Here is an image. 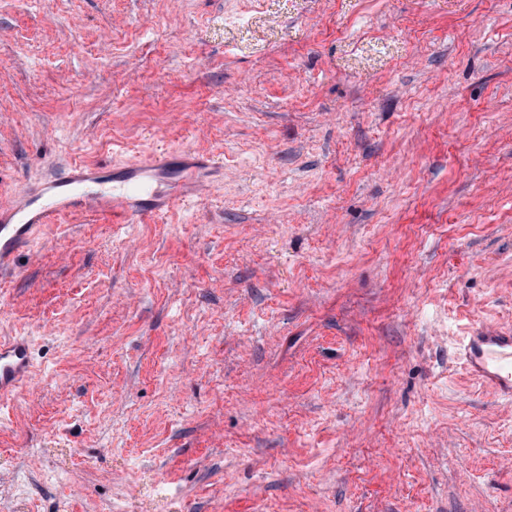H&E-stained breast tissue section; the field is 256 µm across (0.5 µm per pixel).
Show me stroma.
<instances>
[{
  "label": "stroma",
  "instance_id": "obj_1",
  "mask_svg": "<svg viewBox=\"0 0 512 512\" xmlns=\"http://www.w3.org/2000/svg\"><path fill=\"white\" fill-rule=\"evenodd\" d=\"M182 148L0 276V512H512V0H0V204ZM459 355L470 375L512 398V333L482 328L465 336ZM32 374V360L24 340L0 341V398L11 396Z\"/></svg>",
  "mask_w": 512,
  "mask_h": 512
}]
</instances>
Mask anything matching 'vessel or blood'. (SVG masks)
<instances>
[{"label": "vessel or blood", "instance_id": "obj_1", "mask_svg": "<svg viewBox=\"0 0 512 512\" xmlns=\"http://www.w3.org/2000/svg\"><path fill=\"white\" fill-rule=\"evenodd\" d=\"M209 157L185 161L176 155L127 163L122 177L105 182L104 165L72 166L69 173L42 181L26 198L0 205V274L14 269L46 225L69 213L93 212L111 224H142L169 212L188 196V172L212 169ZM470 375L512 398V333L482 328L466 336L459 349ZM32 374L28 344L0 341V398L11 396Z\"/></svg>", "mask_w": 512, "mask_h": 512}]
</instances>
